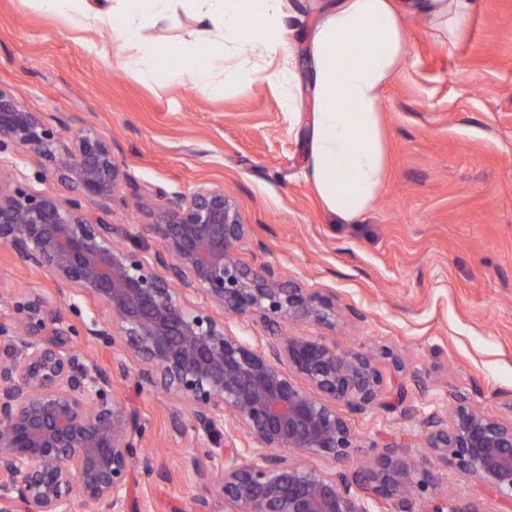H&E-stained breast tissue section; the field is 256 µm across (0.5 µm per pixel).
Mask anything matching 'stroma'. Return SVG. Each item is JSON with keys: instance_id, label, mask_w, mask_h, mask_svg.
<instances>
[{"instance_id": "35a3bbf8", "label": "stroma", "mask_w": 512, "mask_h": 512, "mask_svg": "<svg viewBox=\"0 0 512 512\" xmlns=\"http://www.w3.org/2000/svg\"><path fill=\"white\" fill-rule=\"evenodd\" d=\"M286 40L303 59L315 23L336 0H289ZM406 57L381 98L388 150L385 187L356 224L330 216L303 175L307 124L266 81L210 97L164 75L129 72L109 28L73 29L65 17L0 0V90L54 129L93 126L128 177L124 201L84 200L92 215L140 233L148 207L202 187L236 200L250 231L239 256L281 266L302 287L333 295L330 322L254 321L255 336H326L337 346L403 366L405 412L340 406L356 443L345 464L371 467L387 444L421 460V424L464 397L512 422V0H474L470 32L453 43L429 18L408 19ZM0 175L33 194L67 196L45 158L12 145ZM59 289L0 246V292L21 299ZM130 408L148 448L129 486L152 512H179L196 488L181 470L199 454L201 431L161 393L139 388L133 365L87 342ZM412 504L423 512L440 490L454 504L501 512L478 481L453 467Z\"/></svg>"}]
</instances>
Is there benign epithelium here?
<instances>
[{
    "mask_svg": "<svg viewBox=\"0 0 512 512\" xmlns=\"http://www.w3.org/2000/svg\"><path fill=\"white\" fill-rule=\"evenodd\" d=\"M30 148L51 163L69 197L37 195L0 176V244L59 287L99 304L78 330L29 297L0 313V512H129L128 487L146 425L76 343L108 337L136 369L137 383L188 409L206 451L182 462L198 493L188 512H210L218 489L225 512H369L367 496L413 512L429 484L393 449L374 468L343 470L355 435L336 404L391 408L373 360L324 336L291 334L254 342L230 319L325 321L335 305L237 256L248 225L222 188L170 200L140 245L124 224L82 206L121 198L125 172L90 126L65 137L0 90V150ZM203 296L194 305L188 295ZM429 461L452 463L512 506V424L468 400L448 418L423 421ZM219 450L221 478L206 460Z\"/></svg>",
    "mask_w": 512,
    "mask_h": 512,
    "instance_id": "7a95c632",
    "label": "benign epithelium"
}]
</instances>
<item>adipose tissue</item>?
Segmentation results:
<instances>
[{
  "label": "adipose tissue",
  "mask_w": 512,
  "mask_h": 512,
  "mask_svg": "<svg viewBox=\"0 0 512 512\" xmlns=\"http://www.w3.org/2000/svg\"><path fill=\"white\" fill-rule=\"evenodd\" d=\"M32 2L84 29L110 25L125 65L144 74L186 54L183 43H159L146 34L167 24L182 0ZM190 9L209 51L170 70L169 78L189 81L209 96L221 95L229 83L268 81L280 87L286 111L310 102L306 177L326 212L354 224L386 181L380 101L388 76L408 50L405 19L430 16L459 38L468 30L472 0H337L310 37L304 89L283 39L284 0H192Z\"/></svg>",
  "instance_id": "1"
}]
</instances>
